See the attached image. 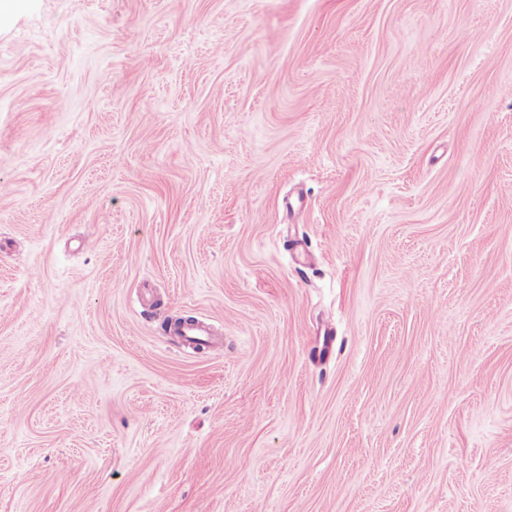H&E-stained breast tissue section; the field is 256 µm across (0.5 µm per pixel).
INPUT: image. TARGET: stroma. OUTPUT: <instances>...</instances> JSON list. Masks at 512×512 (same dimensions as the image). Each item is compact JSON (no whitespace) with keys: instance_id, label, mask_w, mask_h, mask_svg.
Returning a JSON list of instances; mask_svg holds the SVG:
<instances>
[{"instance_id":"35a3bbf8","label":"stroma","mask_w":512,"mask_h":512,"mask_svg":"<svg viewBox=\"0 0 512 512\" xmlns=\"http://www.w3.org/2000/svg\"><path fill=\"white\" fill-rule=\"evenodd\" d=\"M0 512H512V0L0 13Z\"/></svg>"}]
</instances>
